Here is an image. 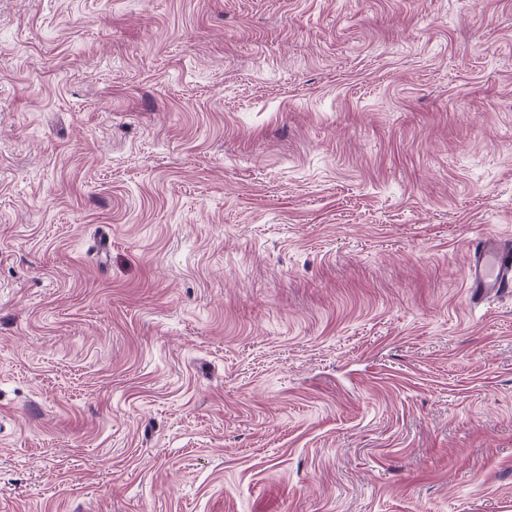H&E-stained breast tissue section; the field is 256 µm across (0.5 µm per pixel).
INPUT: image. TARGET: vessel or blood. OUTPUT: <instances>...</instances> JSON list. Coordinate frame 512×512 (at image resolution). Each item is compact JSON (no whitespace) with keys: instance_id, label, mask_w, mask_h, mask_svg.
Listing matches in <instances>:
<instances>
[{"instance_id":"vessel-or-blood-1","label":"vessel or blood","mask_w":512,"mask_h":512,"mask_svg":"<svg viewBox=\"0 0 512 512\" xmlns=\"http://www.w3.org/2000/svg\"><path fill=\"white\" fill-rule=\"evenodd\" d=\"M470 304L512 291V242L498 237H479L472 245L466 276Z\"/></svg>"}]
</instances>
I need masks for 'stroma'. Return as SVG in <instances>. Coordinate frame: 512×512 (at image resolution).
<instances>
[{
  "mask_svg": "<svg viewBox=\"0 0 512 512\" xmlns=\"http://www.w3.org/2000/svg\"><path fill=\"white\" fill-rule=\"evenodd\" d=\"M482 235L512 0H0V512H512Z\"/></svg>",
  "mask_w": 512,
  "mask_h": 512,
  "instance_id": "35a3bbf8",
  "label": "stroma"
}]
</instances>
